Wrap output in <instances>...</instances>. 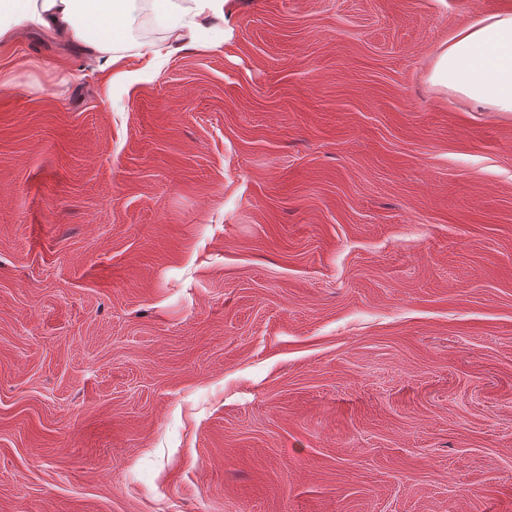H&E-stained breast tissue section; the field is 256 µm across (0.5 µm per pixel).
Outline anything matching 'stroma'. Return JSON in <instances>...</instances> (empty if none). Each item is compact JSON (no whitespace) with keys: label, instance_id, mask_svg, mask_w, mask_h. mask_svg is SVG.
Returning <instances> with one entry per match:
<instances>
[{"label":"stroma","instance_id":"1","mask_svg":"<svg viewBox=\"0 0 512 512\" xmlns=\"http://www.w3.org/2000/svg\"><path fill=\"white\" fill-rule=\"evenodd\" d=\"M499 2L0 45V512H512V114L428 80Z\"/></svg>","mask_w":512,"mask_h":512}]
</instances>
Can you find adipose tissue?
<instances>
[{"label":"adipose tissue","mask_w":512,"mask_h":512,"mask_svg":"<svg viewBox=\"0 0 512 512\" xmlns=\"http://www.w3.org/2000/svg\"><path fill=\"white\" fill-rule=\"evenodd\" d=\"M132 0H0V41H11L19 26L32 22L45 34L99 54L113 80L132 81L116 48L126 32ZM226 0H154L169 32V47L196 40L197 18L220 16ZM430 82L467 99L480 112L512 113V0L451 31L436 56Z\"/></svg>","instance_id":"obj_1"}]
</instances>
